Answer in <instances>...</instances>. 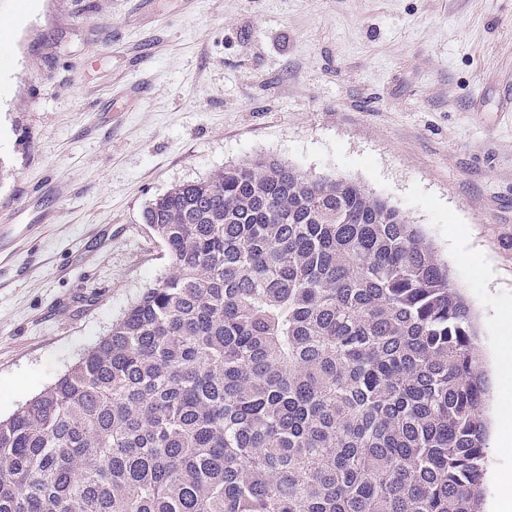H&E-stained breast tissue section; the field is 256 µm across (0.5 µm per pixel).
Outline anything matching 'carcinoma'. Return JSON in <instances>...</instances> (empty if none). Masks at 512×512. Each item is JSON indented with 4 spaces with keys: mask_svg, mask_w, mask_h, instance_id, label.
Returning <instances> with one entry per match:
<instances>
[{
    "mask_svg": "<svg viewBox=\"0 0 512 512\" xmlns=\"http://www.w3.org/2000/svg\"><path fill=\"white\" fill-rule=\"evenodd\" d=\"M142 220L169 273L0 421V512H482L478 327L401 210L259 158Z\"/></svg>",
    "mask_w": 512,
    "mask_h": 512,
    "instance_id": "cac0c4a2",
    "label": "carcinoma"
}]
</instances>
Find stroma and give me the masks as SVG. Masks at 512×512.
I'll return each mask as SVG.
<instances>
[{
    "label": "stroma",
    "instance_id": "35a3bbf8",
    "mask_svg": "<svg viewBox=\"0 0 512 512\" xmlns=\"http://www.w3.org/2000/svg\"><path fill=\"white\" fill-rule=\"evenodd\" d=\"M23 4L0 0V419L168 272L146 203L257 157L403 211L475 315L486 416L512 405V0ZM497 341L495 368L499 376L503 377L512 373V317L510 315L501 317Z\"/></svg>",
    "mask_w": 512,
    "mask_h": 512
}]
</instances>
